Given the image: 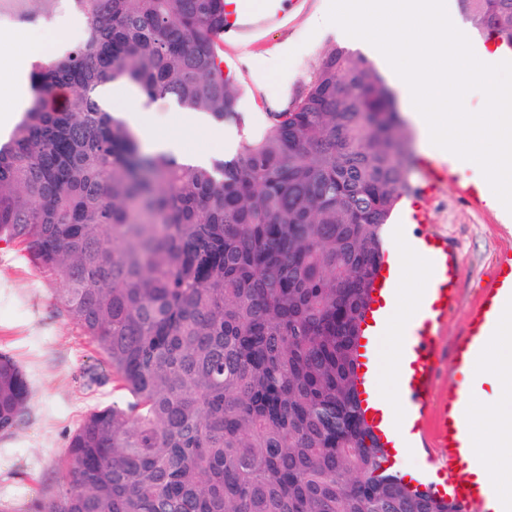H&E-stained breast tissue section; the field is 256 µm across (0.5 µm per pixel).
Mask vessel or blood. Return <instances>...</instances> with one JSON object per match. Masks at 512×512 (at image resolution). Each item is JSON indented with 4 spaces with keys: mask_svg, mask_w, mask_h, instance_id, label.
Here are the masks:
<instances>
[{
    "mask_svg": "<svg viewBox=\"0 0 512 512\" xmlns=\"http://www.w3.org/2000/svg\"><path fill=\"white\" fill-rule=\"evenodd\" d=\"M415 244L430 258V285L419 305V317L411 329L402 350L406 375L400 390L403 396L404 420L409 440L422 436L424 419L430 409L429 398L440 371L438 329L446 322L448 311L456 298L461 268L457 253L446 236L433 231H418ZM397 288L392 262L382 260L373 282L371 301L359 363V398L361 410L368 414V426L387 453V465H395L399 438L385 408L375 392V351L383 339L382 309L393 298ZM512 308V251L501 253L496 260L495 273L486 285L482 298L472 310L468 326L454 346L452 360L455 368L468 370L482 363L488 347L498 334L504 308ZM470 410L465 391L450 389L448 399L435 417L434 445L444 449L438 457L440 481L437 493L460 503L465 512H489L487 501L490 486L472 479H458L459 470L472 465L468 440Z\"/></svg>",
    "mask_w": 512,
    "mask_h": 512,
    "instance_id": "obj_1",
    "label": "vessel or blood"
}]
</instances>
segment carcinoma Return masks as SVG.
<instances>
[{
    "label": "carcinoma",
    "instance_id": "1",
    "mask_svg": "<svg viewBox=\"0 0 512 512\" xmlns=\"http://www.w3.org/2000/svg\"><path fill=\"white\" fill-rule=\"evenodd\" d=\"M57 0H0L13 20ZM82 40L30 65L0 144V240L122 393L71 433L36 512H463L384 467L358 398L357 336L412 191L394 95L360 52H327L304 91L229 159L179 164L105 111L104 83L242 123L216 42L225 0H68ZM512 47V0H459ZM28 378L0 353V433Z\"/></svg>",
    "mask_w": 512,
    "mask_h": 512
}]
</instances>
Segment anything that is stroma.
<instances>
[{
	"label": "stroma",
	"instance_id": "stroma-1",
	"mask_svg": "<svg viewBox=\"0 0 512 512\" xmlns=\"http://www.w3.org/2000/svg\"><path fill=\"white\" fill-rule=\"evenodd\" d=\"M330 0H284L281 17L260 24L239 38H223L219 53L240 89L237 104L244 121L225 125V144L201 129L190 139L192 149L221 159L234 153L242 139L256 137L273 113L289 107L309 82L327 51L339 39L334 28L316 25ZM82 22L74 14L53 12L49 20L27 23L30 44L39 57L72 42ZM469 170H450L427 198L403 199L393 215L406 222L415 207L426 211V224L442 230L455 243L462 274L457 301L439 336L442 373L435 399L444 402L449 388L470 385L468 374L454 371L449 349L465 330L470 313L495 271L501 251L512 249V223L487 205L475 206L461 190L479 187ZM52 283L29 261L22 247L0 241V352L14 357L28 376L32 396L23 423L0 435V502L17 512H31L34 503L55 494L64 482L59 465L68 439L92 409L111 404L118 394L111 378L91 383L102 356L90 340L52 300Z\"/></svg>",
	"mask_w": 512,
	"mask_h": 512
}]
</instances>
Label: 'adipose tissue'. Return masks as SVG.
<instances>
[{
  "label": "adipose tissue",
  "mask_w": 512,
  "mask_h": 512,
  "mask_svg": "<svg viewBox=\"0 0 512 512\" xmlns=\"http://www.w3.org/2000/svg\"><path fill=\"white\" fill-rule=\"evenodd\" d=\"M126 103L127 117L146 145L165 150L182 162H206V155L185 151L187 130L184 126L173 125L167 135L157 136L144 116L143 107L134 100ZM392 260L399 288L386 311L387 340L380 356L379 383L383 389L382 400L398 418L403 413L399 398L403 338L417 314L419 299L426 291L428 258L400 234L394 240ZM484 371L493 381L495 395L488 398L474 394L469 398L471 446L484 461L495 466L489 477L494 491L491 506L494 512H501L512 504V318L506 320L501 336L492 344Z\"/></svg>",
  "instance_id": "adipose-tissue-1"
}]
</instances>
